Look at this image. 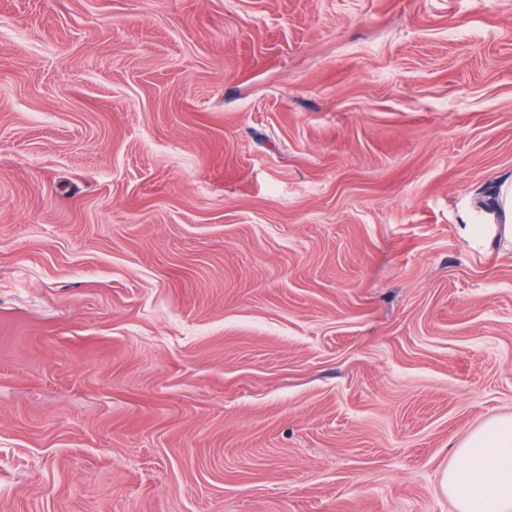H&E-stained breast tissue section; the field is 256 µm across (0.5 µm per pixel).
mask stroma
Listing matches in <instances>:
<instances>
[{
    "instance_id": "obj_1",
    "label": "stroma",
    "mask_w": 512,
    "mask_h": 512,
    "mask_svg": "<svg viewBox=\"0 0 512 512\" xmlns=\"http://www.w3.org/2000/svg\"><path fill=\"white\" fill-rule=\"evenodd\" d=\"M509 174L512 0H0V512H456ZM481 199L485 208L480 215L470 209L461 212L459 235L482 251L512 247V175L500 177Z\"/></svg>"
}]
</instances>
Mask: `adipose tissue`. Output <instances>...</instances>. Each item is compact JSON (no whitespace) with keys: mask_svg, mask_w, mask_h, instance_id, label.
<instances>
[{"mask_svg":"<svg viewBox=\"0 0 512 512\" xmlns=\"http://www.w3.org/2000/svg\"><path fill=\"white\" fill-rule=\"evenodd\" d=\"M483 208L460 214L461 237L484 251L512 247V175L481 194ZM441 486L458 512H512V416L495 418L461 443Z\"/></svg>","mask_w":512,"mask_h":512,"instance_id":"obj_1","label":"adipose tissue"}]
</instances>
